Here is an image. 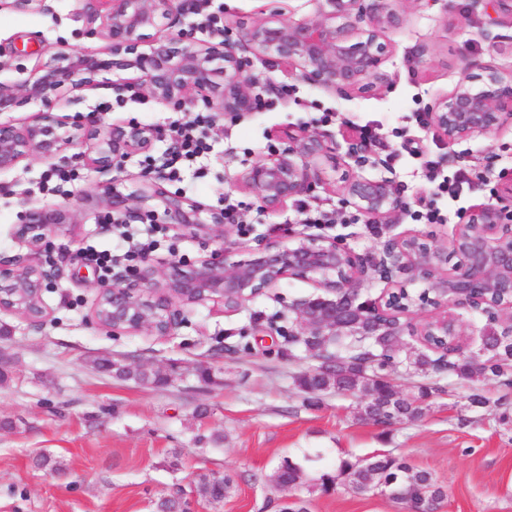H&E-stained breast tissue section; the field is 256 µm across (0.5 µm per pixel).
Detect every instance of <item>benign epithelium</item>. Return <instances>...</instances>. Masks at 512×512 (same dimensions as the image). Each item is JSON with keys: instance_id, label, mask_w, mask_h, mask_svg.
<instances>
[{"instance_id": "benign-epithelium-1", "label": "benign epithelium", "mask_w": 512, "mask_h": 512, "mask_svg": "<svg viewBox=\"0 0 512 512\" xmlns=\"http://www.w3.org/2000/svg\"><path fill=\"white\" fill-rule=\"evenodd\" d=\"M89 30L106 41L102 53L73 51L30 72L21 83L0 82V115L23 105L37 112L22 122L0 120V172L29 158L53 159L65 150L92 140L96 157L91 165L102 173L124 170L134 155L150 151L164 132L154 126L114 123L89 130L55 108L60 101L75 104L82 92L107 84L119 90L135 88L177 112L204 109L217 117H241L259 109L260 79L250 73L253 58L272 59L305 83L349 97L379 90L386 81L382 66L392 53L388 34L404 17L398 0H325L328 9L314 17L287 20L277 13L261 16L221 41L199 40L192 30L180 27L182 16L195 0H83ZM483 5L487 28L512 26V0H473ZM168 20L175 32L157 33L159 19ZM110 73L107 82L103 74ZM430 126L454 146L477 134L500 128L512 120V69L495 65L462 68L452 89L428 106ZM285 147L274 157L259 160L239 172L231 187L252 195L268 212L323 184L319 160L325 153L323 136L301 131L282 134ZM347 158L359 167L367 151L365 141L346 136ZM336 192L372 224H392L405 201L388 179L367 178L354 170L345 173ZM98 204L124 218L144 220L142 203L158 198L165 218L183 234L209 239L224 238V212L205 208L183 196L169 193L163 177L145 176L131 196L113 189L112 182L94 190ZM15 235L30 250L50 248V237L76 215L58 207H31L22 212ZM229 249L211 252L190 269L171 274L151 266L139 267L117 284L97 283L95 318L114 333L144 328L159 336L174 333L183 321L175 304L207 301L222 303L230 311L288 278L311 280L321 293L299 304L302 336L331 338L347 326L344 302L358 299V288L367 272L389 285L408 269L419 271L428 287L411 298L397 301L388 291L382 301L364 308L383 320L395 318L396 308L431 304L436 308L460 306L474 309L468 296L482 299L486 288L508 297L501 315L512 326V178L503 183L497 204L471 209L452 239L441 247L425 236L403 235L386 241L363 257L334 239L306 237L291 244L271 243L244 263L227 262ZM456 263H451L453 258ZM54 271L19 260L0 261V309L18 313L42 324L47 316L43 292ZM398 334L410 336L463 335L457 320L448 315L420 326L396 323Z\"/></svg>"}]
</instances>
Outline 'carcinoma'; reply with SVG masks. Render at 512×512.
<instances>
[{"label": "carcinoma", "instance_id": "1", "mask_svg": "<svg viewBox=\"0 0 512 512\" xmlns=\"http://www.w3.org/2000/svg\"><path fill=\"white\" fill-rule=\"evenodd\" d=\"M352 326L350 335L338 336L333 341H324L321 336L285 337L288 357L301 350L314 359L317 365L297 375L298 385L308 393H317L327 385H336L344 396L367 399L374 416L381 421L393 419L398 422L414 420L422 416L426 402L437 392L438 386L420 385L415 391L399 392L392 389L385 370L395 363H406L409 371L424 376L432 373L448 372L460 379L479 382L490 378L503 379L512 385V337L505 335V328L493 316H487L483 336L479 337L476 348L448 361V366L440 364V359L432 356L433 350L424 345L407 350L403 336H366L364 332L374 330L369 315L355 305L348 312ZM96 365L121 380H132L141 384L161 385L166 378L149 372L140 366L132 367L109 359L96 362ZM300 477V467L284 461L272 474L271 482L283 487ZM341 478L355 490L376 478L392 483L403 491L404 496L394 498L419 512H436L445 497V492L432 475L413 467L407 461L391 454H376L366 458L343 459L336 468V476L324 474L320 477L321 488L326 490ZM199 491L212 500H221L233 489L229 476L215 477L198 475Z\"/></svg>", "mask_w": 512, "mask_h": 512}]
</instances>
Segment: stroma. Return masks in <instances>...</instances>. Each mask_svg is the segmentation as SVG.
<instances>
[{"instance_id":"1","label":"stroma","mask_w":512,"mask_h":512,"mask_svg":"<svg viewBox=\"0 0 512 512\" xmlns=\"http://www.w3.org/2000/svg\"><path fill=\"white\" fill-rule=\"evenodd\" d=\"M210 7L222 9L225 23L237 27L273 10L300 20L321 4L212 0ZM78 8L77 0H43L19 10L11 0H0V79L23 80L60 53L103 49V39L87 35ZM402 8L405 20L390 35L395 50L384 66L390 83L380 94L344 99L257 59L252 73L290 86V95L206 128L214 149L198 162L203 178L186 179L183 194L210 209L226 196L244 202L243 218L253 227L243 235L228 226L231 261L249 260L270 242L307 236L339 239L360 255L408 233L444 246L471 208L494 202L499 173L512 170V124L450 147L427 124L426 112L435 96L453 87L464 65L511 69L512 28H498L496 40L482 39L478 30L485 17L474 11L472 0H436L431 6L404 0ZM61 111L83 122L98 117L164 129L176 117L131 88L88 90L80 103ZM326 112L335 113V121L322 122ZM365 125L375 135L369 147L384 164L365 167L364 176L392 179L408 204L396 223H351L353 208L320 188L275 214L231 188L236 172L281 149L286 130L325 133L329 151L322 176L336 183L348 148L341 131L356 133ZM424 155L439 161L448 176L458 169V156H467L469 169L484 178L461 197L435 195L420 161ZM57 167L75 170L76 180L67 193L43 192L46 173ZM104 179L78 147L0 174V255L55 270L44 293L43 324L0 310V326L11 331L0 343L10 358V378L0 384V512H157V502L170 497L189 501L191 512H281L291 496L305 500L309 512H407L385 496L341 483L327 493L309 489L339 459L379 451L433 474L446 492L438 512H512V424H502L492 408L502 398L512 403V387L486 383L490 405L475 408L467 401L468 383L432 374L429 382L444 386V394L431 398L420 418L389 428L360 418V398L303 392L295 377L313 362L302 353L289 358L284 338L299 331L295 308L316 294L312 281L288 279L234 311L211 301L186 305L185 323L170 336L146 330L115 334L99 326L97 290L80 278L76 253L89 245L108 251L117 245L116 231L102 227V209L85 199ZM46 205L77 213L79 222L72 233L53 235L48 252L36 254L13 237L12 228L23 207ZM315 205L332 213L334 223H307L305 209ZM425 205L439 209L445 223L413 220L412 211ZM162 241L148 259L165 273L173 258L188 266L218 247L170 225ZM170 242L177 244V255L168 253ZM102 358L173 374L161 387L124 381L97 369ZM202 368L209 370V380L199 377ZM462 414L469 418L464 426L458 421ZM44 453L63 463V471L38 468ZM286 459L304 467L302 484L289 493L269 480ZM203 472L231 475V494L218 503L202 496L196 476Z\"/></svg>"}]
</instances>
